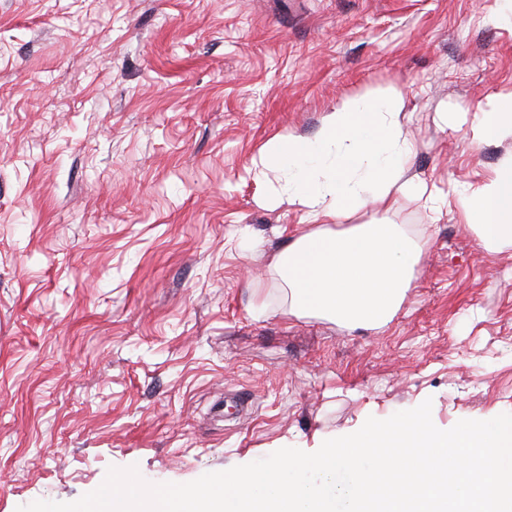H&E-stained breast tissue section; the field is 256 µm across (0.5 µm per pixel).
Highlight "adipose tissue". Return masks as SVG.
<instances>
[{"label": "adipose tissue", "mask_w": 512, "mask_h": 512, "mask_svg": "<svg viewBox=\"0 0 512 512\" xmlns=\"http://www.w3.org/2000/svg\"><path fill=\"white\" fill-rule=\"evenodd\" d=\"M402 107L398 93L349 99L323 116L313 136L267 142L268 167L286 176L283 195L313 225L276 262L288 283L290 315H317L350 329L381 327L417 278L427 238L410 236L399 224L350 221L370 205L391 210L401 194L442 213L443 200L409 173L416 147L403 134ZM456 122L478 144L512 136V96L499 111L461 112ZM456 196L464 224L485 249H512V155L493 178Z\"/></svg>", "instance_id": "adipose-tissue-1"}]
</instances>
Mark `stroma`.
Masks as SVG:
<instances>
[{"mask_svg":"<svg viewBox=\"0 0 512 512\" xmlns=\"http://www.w3.org/2000/svg\"><path fill=\"white\" fill-rule=\"evenodd\" d=\"M497 0H0V512L71 502L109 467L193 481L432 402L512 412V250L467 232L512 138L449 112L512 94ZM400 93L425 233L393 319L288 313L274 265L310 231L262 164L355 96Z\"/></svg>","mask_w":512,"mask_h":512,"instance_id":"stroma-1","label":"stroma"}]
</instances>
